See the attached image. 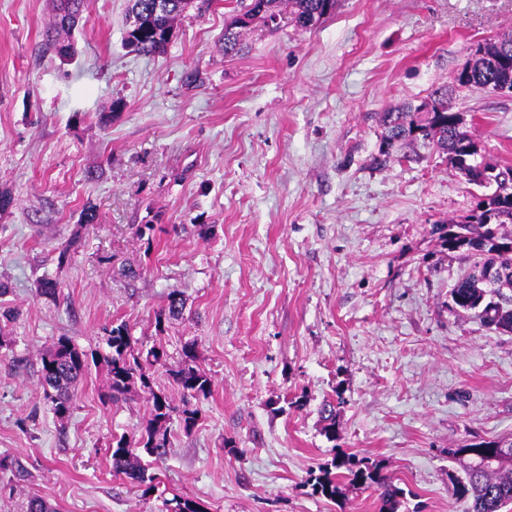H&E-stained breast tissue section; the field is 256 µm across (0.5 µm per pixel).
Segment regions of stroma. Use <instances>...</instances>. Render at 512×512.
I'll return each mask as SVG.
<instances>
[{
    "label": "stroma",
    "mask_w": 512,
    "mask_h": 512,
    "mask_svg": "<svg viewBox=\"0 0 512 512\" xmlns=\"http://www.w3.org/2000/svg\"><path fill=\"white\" fill-rule=\"evenodd\" d=\"M248 2L189 8L166 53L144 56L124 44L129 0H86L65 61L43 37L51 0H0V192L14 199L0 302L20 312L0 348V456L25 470L11 490L0 473V512L29 495L58 512H166L175 494L206 512H378L371 489L314 494L339 451L410 489L399 512H468L453 479L470 458L449 449L512 440V334L449 311L470 262L430 233L479 188L433 151L372 162L382 113L512 32V0H337L308 29L253 25L227 56L224 27ZM449 104L484 157L512 165V95L460 87ZM88 206L97 223H81ZM45 276L58 296L37 295ZM174 289L184 315L156 330ZM121 321L172 364L197 340L213 383L197 426L171 424L168 456L142 457L163 488L149 497L109 451L149 419L146 394L103 402L92 367L62 424L40 384L58 337L92 350ZM339 396L330 441L321 408Z\"/></svg>",
    "instance_id": "stroma-1"
}]
</instances>
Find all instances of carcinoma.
I'll return each instance as SVG.
<instances>
[{
    "label": "carcinoma",
    "instance_id": "carcinoma-1",
    "mask_svg": "<svg viewBox=\"0 0 512 512\" xmlns=\"http://www.w3.org/2000/svg\"><path fill=\"white\" fill-rule=\"evenodd\" d=\"M129 25L125 43L144 55L163 54L171 42L170 34L178 17L192 7L193 0H130ZM164 8L156 10L157 3ZM336 0H250L246 10L236 15L224 33V54L238 52L244 32L257 21L265 26L277 23L282 15H289L294 25L307 29L330 14ZM84 0H57L55 13L47 24L46 42L65 57L71 44L65 41L78 20ZM455 81L460 87L481 90L494 81L512 86V33L476 47L471 58L459 71ZM383 131L378 155L373 162L381 165L392 157L398 145L420 144L446 155L448 164L466 181L492 192L483 195L472 213L463 221L448 220L432 225L431 234L441 248L463 250L474 258L470 271L451 289L453 305L449 310L457 315H471L480 322L504 332L512 333V166L501 167L488 162L480 152L476 136L468 129L464 116L448 107V87L436 89L429 99L418 105L406 103L381 116ZM182 292L168 293L167 306L156 317V329L163 331L167 318L182 314ZM196 343L184 344L183 360L176 366H167L164 350L152 346L146 352L136 353L126 323L112 324L107 330L105 347L90 352L77 348L66 336L55 341L41 358V384L45 398L60 422L68 420L75 390L90 365L103 364L108 372L105 399L117 402L131 394L135 383L148 393L151 403L150 419L140 428L137 437L124 435L112 439L110 448L112 472L125 475L144 486L143 496L155 490L154 477L145 475V469L134 456L133 448L141 449L156 460L165 458L169 451L168 425L175 408L168 397L152 387V370L168 367L186 395L192 398L211 394L212 380L195 365ZM322 431L330 440H336V410L327 404L323 408ZM184 431H192L199 421V410L186 403L179 411ZM502 447L499 441H479L462 448L448 449V455L466 453L471 463L465 478L456 480L455 494L472 500V512H500L512 503V451L498 453L494 459L487 454ZM357 488L380 491L379 512H398L403 489L383 473V467L367 459H357L343 451L336 453L330 464L312 478V489L328 499L342 494V482ZM171 512H205L200 503L175 497L170 502Z\"/></svg>",
    "mask_w": 512,
    "mask_h": 512
}]
</instances>
